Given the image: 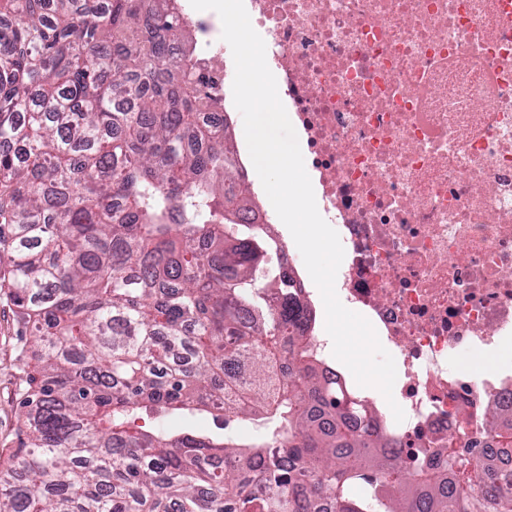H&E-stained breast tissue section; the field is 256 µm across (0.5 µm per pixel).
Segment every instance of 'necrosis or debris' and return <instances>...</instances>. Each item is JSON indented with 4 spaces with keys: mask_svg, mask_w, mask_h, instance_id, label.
Masks as SVG:
<instances>
[{
    "mask_svg": "<svg viewBox=\"0 0 512 512\" xmlns=\"http://www.w3.org/2000/svg\"><path fill=\"white\" fill-rule=\"evenodd\" d=\"M301 138L323 218L345 250L336 292L397 369L402 461L449 479L512 472V0H244ZM192 60L224 122L225 46L188 13ZM279 278L308 303L303 264L273 240Z\"/></svg>",
    "mask_w": 512,
    "mask_h": 512,
    "instance_id": "obj_1",
    "label": "necrosis or debris"
}]
</instances>
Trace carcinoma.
<instances>
[{
	"instance_id": "obj_1",
	"label": "carcinoma",
	"mask_w": 512,
	"mask_h": 512,
	"mask_svg": "<svg viewBox=\"0 0 512 512\" xmlns=\"http://www.w3.org/2000/svg\"><path fill=\"white\" fill-rule=\"evenodd\" d=\"M178 0H0V249L40 343L0 512H512V478L444 484L326 380L190 65ZM260 415L254 445L140 415ZM361 485L366 492L352 494Z\"/></svg>"
}]
</instances>
